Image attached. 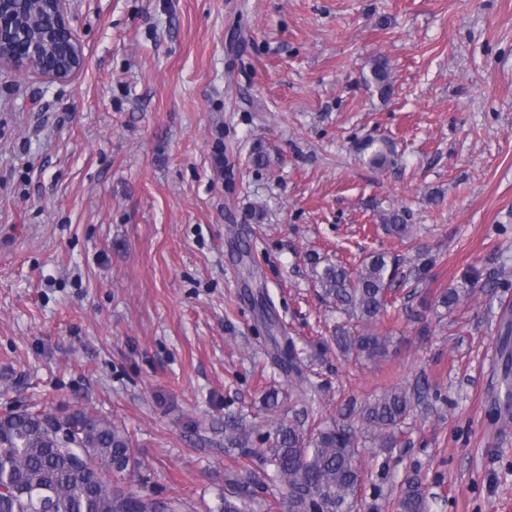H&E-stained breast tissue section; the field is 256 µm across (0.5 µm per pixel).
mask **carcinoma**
Masks as SVG:
<instances>
[{
  "label": "carcinoma",
  "mask_w": 512,
  "mask_h": 512,
  "mask_svg": "<svg viewBox=\"0 0 512 512\" xmlns=\"http://www.w3.org/2000/svg\"><path fill=\"white\" fill-rule=\"evenodd\" d=\"M16 13L42 27L53 23L50 14L27 11L22 0H13ZM382 98L392 93L390 66L386 59L373 60L365 79ZM363 150L368 162L384 168L392 150L378 139L368 140ZM388 232L410 238L412 225L404 210L391 209L379 215ZM434 258L417 252V264L409 275L424 278ZM321 296L336 306L346 321L336 325V355L379 360L388 353L390 340L370 326L391 307L390 292L397 264L383 252L373 253L350 270L343 264H321L311 259ZM466 290L448 288L436 303L455 309ZM273 360L288 370L293 392L301 398L308 424L279 420L264 442L269 447L252 448V433L239 419L229 416L224 438L230 447L249 457L264 456L274 467L275 477L286 491L288 512H354L361 493L362 448L366 439L379 447H397L402 427L415 412L411 393L392 387L361 402L347 404L341 420L328 424L315 406L320 386L311 380L310 365L299 357L291 336L272 337ZM64 423L73 431L67 441L52 432L53 424ZM138 466L133 440L128 432L83 408L50 418L42 412L11 413L0 418V512H177L178 500L147 493H132L112 474ZM265 484L262 476L249 470L224 495L223 512H250L254 489ZM398 512H428V501L419 483L407 479L398 499Z\"/></svg>",
  "instance_id": "carcinoma-1"
}]
</instances>
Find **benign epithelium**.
<instances>
[{"label": "benign epithelium", "instance_id": "1", "mask_svg": "<svg viewBox=\"0 0 512 512\" xmlns=\"http://www.w3.org/2000/svg\"><path fill=\"white\" fill-rule=\"evenodd\" d=\"M68 0H49V11L55 17L52 28L33 37L27 35L13 14L0 0V46L4 39L20 43L15 53L0 51V66L7 65L17 72H32L53 81H68L85 66L83 46L70 26L66 3Z\"/></svg>", "mask_w": 512, "mask_h": 512}]
</instances>
